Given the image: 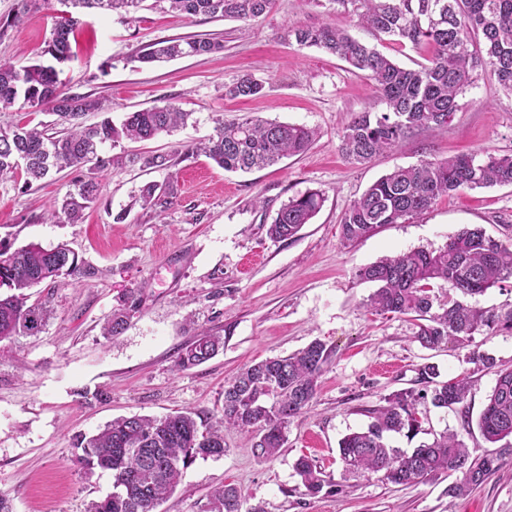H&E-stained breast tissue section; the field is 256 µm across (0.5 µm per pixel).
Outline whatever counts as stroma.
I'll return each instance as SVG.
<instances>
[{
    "instance_id": "1",
    "label": "stroma",
    "mask_w": 512,
    "mask_h": 512,
    "mask_svg": "<svg viewBox=\"0 0 512 512\" xmlns=\"http://www.w3.org/2000/svg\"><path fill=\"white\" fill-rule=\"evenodd\" d=\"M60 11L58 0H0V61L42 59ZM325 23L375 44L407 68L430 56L425 44L402 49L376 41L331 0H276L247 23L186 19L159 0L130 15H81L75 57L59 67L67 93L107 101L116 123L163 102L190 117L168 135L101 146L100 155L113 163L93 170L101 194L79 224L46 220L68 189L67 173L29 187L20 172L0 179V242L15 249L64 244L86 269L70 285L31 288V302L48 307V321L37 335L0 343V497L13 512H86L111 492L112 476H84L72 455L75 435L134 414L192 409L213 421L225 385L242 368L316 338L330 355L315 398L291 423L279 454L257 459L252 433L225 430L227 454L191 463L159 512H204L209 493L227 483L266 512H512V462L457 497L448 492L450 478L397 486L345 472L338 455L339 440L367 425V409L412 387L422 365H436L441 380H467L465 407L474 418L499 371L512 369L511 333L475 336L494 361L488 369L453 342L426 349L415 341L410 318L368 307L374 286L355 277L386 255L438 249L467 226L512 239V185L462 190L418 218L349 245L339 235L345 209L394 168L483 149L512 154V95L491 70L481 71L448 126L415 132L372 162H347L339 151L343 129L356 113L383 106L364 73L283 37L289 28ZM212 34L223 39V50L152 65L138 61L158 40ZM248 73L264 78V96L226 98V87ZM248 115L303 125L317 138L305 153L249 173L186 155L188 145L213 136L220 123ZM148 154L168 155L170 167H143L140 158ZM170 180L177 188L170 204L142 206L144 185ZM310 189L325 195L311 223L295 238H269L267 226L280 206ZM130 295L138 298V311L123 333L105 339V318ZM214 327L225 330L223 352L174 371L177 349ZM303 455L341 492L302 495L293 463Z\"/></svg>"
}]
</instances>
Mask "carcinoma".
Here are the masks:
<instances>
[{"label":"carcinoma","mask_w":512,"mask_h":512,"mask_svg":"<svg viewBox=\"0 0 512 512\" xmlns=\"http://www.w3.org/2000/svg\"><path fill=\"white\" fill-rule=\"evenodd\" d=\"M145 0H61L66 9L55 20L44 54L59 64L72 58L70 36L79 23L68 8L101 9L129 13ZM169 9L187 18L199 15L248 22L267 13L273 0H165ZM341 11L356 17L360 26L379 40L414 46L426 40L432 46L427 63L406 68L395 60L330 25L300 27L289 31L297 46L318 47L362 71L373 83L383 112L369 108L355 115L341 135L342 155L357 163H370L391 151L412 132L448 124L458 108V98L477 77L490 68L499 86L512 94V0H331ZM223 48L219 41L177 37L160 40L139 56L151 63L189 57ZM264 81L251 74L228 86L229 98H256ZM50 111L67 123L56 136L26 125L0 128V178L23 169L31 185L68 170L80 174L72 188L50 210V218L79 223L84 211L100 195V184L81 177L84 168L101 169L112 158L99 155L106 142L151 140L184 125L189 113L172 103L130 112L121 125L105 118L87 126L89 112H108L109 106L88 96L64 91L59 71L52 65L17 67L0 62V109L18 99ZM316 132L303 126L247 116L221 125L217 134L188 148L204 154L227 172H250L279 163L306 151ZM512 184V154L476 152L443 160H425L399 167L375 181L345 210L340 222L341 240L351 244L426 213L438 200L462 189ZM176 195L173 182L146 185L144 206H162ZM324 193L307 190L288 199L269 224L275 240L294 238L320 211ZM12 263L0 266V342L41 331L50 311L28 303L25 290L40 284L66 285V278L84 273L75 252L62 244L45 249L28 244L0 252ZM356 279L376 285L369 297L371 309L382 315L410 316L416 321L415 341L436 349L450 341L470 342L476 335L512 332V308H481L467 298L484 294L512 277V241L486 234L483 228H464L448 237L438 250L415 249L385 257L359 268ZM455 296L433 311L435 283ZM138 299L130 295L107 317L102 334L116 336L126 329ZM224 349V335L208 330L180 348L174 370L201 365ZM326 344L315 339L286 356H276L243 369L224 388L222 414L213 423L194 410L162 417L133 415L107 423L92 436L79 435L73 456L83 473L95 470L112 474L113 490L91 502L88 512H156L176 490L181 472L198 458H218L227 452L224 429L255 433L253 454L260 460L275 457L288 440V427L302 416L314 399L327 362ZM465 379L440 380L430 365L418 369L414 387L383 398L384 404L366 410V428L345 435L338 444L345 469L377 475L394 485L425 483L442 474L456 476L449 487L464 494L485 482L512 459V370L498 375L477 422L462 410L463 429L477 428L484 441L500 449L481 452L466 445L461 434L443 431L430 442L410 449L390 443L394 434L413 440L422 431L418 407L426 403L448 409L465 403ZM302 494L315 497L336 492L335 484L308 457L294 463ZM238 488L227 484L214 489L206 512H241Z\"/></svg>","instance_id":"cac0c4a2"}]
</instances>
